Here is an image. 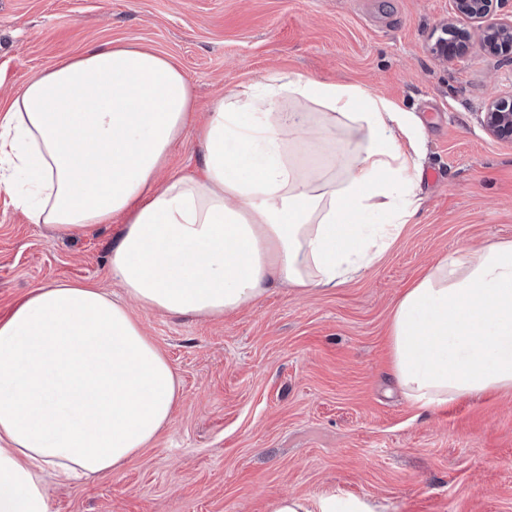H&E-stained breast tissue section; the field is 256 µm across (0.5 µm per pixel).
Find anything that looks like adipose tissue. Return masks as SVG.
Here are the masks:
<instances>
[{
  "instance_id": "1",
  "label": "adipose tissue",
  "mask_w": 512,
  "mask_h": 512,
  "mask_svg": "<svg viewBox=\"0 0 512 512\" xmlns=\"http://www.w3.org/2000/svg\"><path fill=\"white\" fill-rule=\"evenodd\" d=\"M194 116L171 62L112 44L33 78L0 113V188L30 223L67 234L126 220L110 258L122 299L53 283L0 319V512H50L48 480L113 473L170 422L180 381L130 304L210 318L277 285L339 287L420 206L415 116L360 87L281 73ZM339 126L355 139L343 156ZM189 131L199 175L158 182ZM389 348L416 408L512 391V241L460 248L415 280ZM268 512L373 510L285 494Z\"/></svg>"
}]
</instances>
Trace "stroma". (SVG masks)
Instances as JSON below:
<instances>
[{
	"mask_svg": "<svg viewBox=\"0 0 512 512\" xmlns=\"http://www.w3.org/2000/svg\"><path fill=\"white\" fill-rule=\"evenodd\" d=\"M452 0H0V109L98 45L166 57L197 115L241 85L295 72L379 94L421 123L422 203L379 261L331 290L272 289L234 315L135 309L181 382L170 423L105 477L50 484V512H268L329 493L376 512H512V393L420 410L389 373L402 292L466 245L512 240V144L480 122L512 97V64L472 36L431 47ZM438 173L430 181V173ZM123 219L62 235L0 190V318L54 282L112 294ZM457 35L450 42H442L440 44V52L442 56L449 59L462 57L469 49L470 34L465 28H456ZM268 512H313V509L307 498L285 494L268 504Z\"/></svg>",
	"mask_w": 512,
	"mask_h": 512,
	"instance_id": "35a3bbf8",
	"label": "stroma"
}]
</instances>
